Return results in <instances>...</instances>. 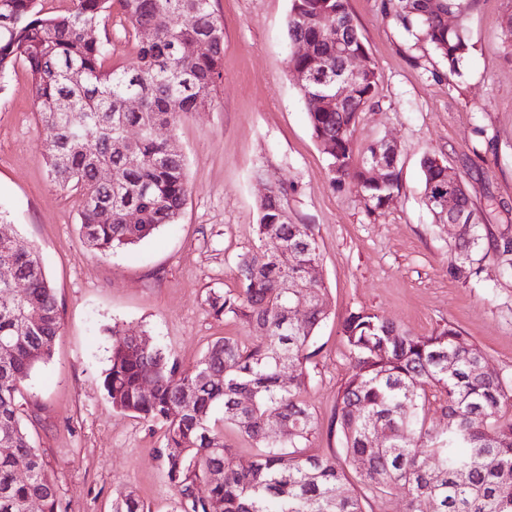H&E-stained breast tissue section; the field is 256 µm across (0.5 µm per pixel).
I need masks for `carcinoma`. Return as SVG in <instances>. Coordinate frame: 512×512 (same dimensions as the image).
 Instances as JSON below:
<instances>
[{"instance_id": "carcinoma-1", "label": "carcinoma", "mask_w": 512, "mask_h": 512, "mask_svg": "<svg viewBox=\"0 0 512 512\" xmlns=\"http://www.w3.org/2000/svg\"><path fill=\"white\" fill-rule=\"evenodd\" d=\"M463 10L464 0H398L396 17L458 74L471 46L464 30L443 17ZM115 11L137 42L135 57L119 66L109 63V37L84 35ZM318 14L337 31L321 34L312 22ZM286 26L290 42L313 43L325 61L313 69L308 58L292 55L289 68L307 76L300 92L332 181H355L376 207L393 201L400 190L394 161L383 182L365 176L367 164L384 154L383 141L367 147L362 165L352 164L354 128L377 86L374 64L359 74L343 108L320 96L342 68L336 37L369 55L347 0H291ZM202 37L211 39L208 53L182 54L181 45ZM223 54L224 25L213 0H71L52 12L43 0H0V80L19 64L26 68L48 178L77 196L80 233L90 249L111 254L179 218L188 195L184 153L152 135L122 148L116 143L130 127L172 130L183 115L210 105L223 78ZM132 95L141 100L137 112L125 107ZM70 109L85 114L83 126L68 123ZM103 165L112 167L109 184L97 178ZM421 167L425 187L443 183L436 158H423ZM456 193L453 219L471 223L459 237L460 253L484 240L502 270L512 272V240L482 230L463 183ZM281 194L271 192L258 206L260 245L240 258V288L207 299L214 317L252 330L250 343L219 337L185 369L160 346L136 343L131 329L112 328L104 390L113 409L163 427L158 458L175 491L174 512H366L364 498L351 489L356 483L381 494L403 490L406 512H512V385L487 373L481 350L448 323L419 335L374 313H350L342 328L350 373L334 416L343 459L308 452L315 420L305 398L309 347L328 312L323 283L304 278L320 261L313 228L288 217ZM129 210L139 213L137 223H126ZM18 279L26 284L21 295L12 289ZM301 294L306 317L297 322L292 307ZM60 331L55 288L37 249L16 233L0 236V512H31L34 504L38 512H59L58 477L31 445L20 398L33 369L51 358ZM284 370L293 373L286 386ZM430 398L447 427L419 416V404ZM275 420L288 436L269 440L266 429ZM228 424L260 451L235 456L224 441ZM374 432L384 440L373 441ZM20 460L27 465L23 479L15 471ZM201 482L204 496L197 493ZM112 512L146 508L128 492L116 497Z\"/></svg>"}]
</instances>
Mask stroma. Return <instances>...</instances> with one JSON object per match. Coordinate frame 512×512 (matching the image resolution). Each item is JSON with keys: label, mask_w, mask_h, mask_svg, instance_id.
<instances>
[{"label": "stroma", "mask_w": 512, "mask_h": 512, "mask_svg": "<svg viewBox=\"0 0 512 512\" xmlns=\"http://www.w3.org/2000/svg\"><path fill=\"white\" fill-rule=\"evenodd\" d=\"M467 3L471 57L453 75L404 31L394 0H348L379 75L354 153L378 139L399 148L400 194L377 208L354 184L333 183L311 135L288 67L290 0H214L223 79L211 105L173 132L187 156L185 208L177 223L107 256L87 248L75 197L47 178L26 68L0 84V226L40 251L61 310L53 357L22 389L32 443L58 478L60 512H112L125 490L153 512H171L175 492L157 455L162 428L106 399L111 329L145 334L186 368L216 337L249 342V328L214 318L207 299L238 288L239 258L258 243L257 205L277 188L292 221L313 227L326 288L328 317L308 363L311 452H342L333 413L350 371L341 328L353 311L417 334L454 324L487 369L512 382V275L484 246L459 260L453 228L423 201L420 161L433 155L459 175L481 224L512 238V0Z\"/></svg>", "instance_id": "obj_1"}]
</instances>
